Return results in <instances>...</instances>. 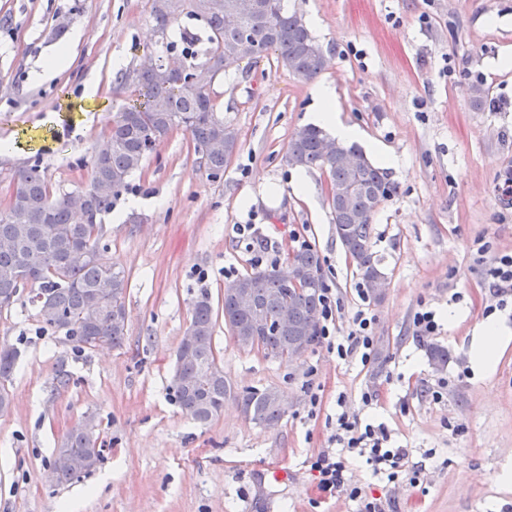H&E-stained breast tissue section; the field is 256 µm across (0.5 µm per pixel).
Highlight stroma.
<instances>
[{
	"label": "stroma",
	"instance_id": "stroma-1",
	"mask_svg": "<svg viewBox=\"0 0 512 512\" xmlns=\"http://www.w3.org/2000/svg\"><path fill=\"white\" fill-rule=\"evenodd\" d=\"M318 15L316 39L343 121L398 160V195L373 220V246L388 277L382 301L366 297L336 236L327 179L288 166L305 125L313 82L296 79L274 52L244 59L207 87L239 146L223 178H208L191 135L176 129L130 179L104 219L106 255L128 276L122 348L77 351L45 331L27 298L0 312V344L19 350L0 414V512H360L346 494L318 488L315 456L336 449V412L385 425L409 458L396 479L350 468L382 512H512V339L494 369L471 362L474 330L496 320L512 331V294L493 292L487 264L512 253V205L501 185L512 174V0H287ZM70 60L43 84L30 79L60 48ZM161 50L148 0H0V198L22 166L40 163L53 187L86 185L95 144L128 103L140 69ZM483 82L491 107L477 109ZM272 193L261 192L256 175ZM311 184L295 195L298 179ZM255 225L271 243L261 255L235 232ZM316 247L324 284L346 331L361 307L375 318V356L339 358L319 341L301 361L272 360L238 347L224 322L216 357L235 390L277 388V425L247 420L234 399L201 425L169 392L190 303L208 289L262 267L285 266L301 244ZM436 311L441 329L419 336L416 312ZM447 349L436 369L428 348ZM72 379L54 387L59 368ZM374 395L364 406L362 394ZM318 405H311V396ZM94 418L104 459L89 476L56 487L45 472L57 442ZM269 464L282 481L265 478Z\"/></svg>",
	"mask_w": 512,
	"mask_h": 512
}]
</instances>
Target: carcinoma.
<instances>
[{
  "mask_svg": "<svg viewBox=\"0 0 512 512\" xmlns=\"http://www.w3.org/2000/svg\"><path fill=\"white\" fill-rule=\"evenodd\" d=\"M236 0H151V15L161 38L181 16L204 24V36L185 33L181 53L187 75L177 83L156 69L138 72L136 98L117 113L112 126L95 147L91 176L80 189L89 198L82 221L69 203V192L52 189L44 169L35 162L15 175L9 195L0 207V239L15 243L0 248V311L10 308L25 288H31L43 329L60 332L74 340L79 351L97 347L120 348L127 336L125 270L106 256L100 245L102 221L130 188V177L141 170L147 156L175 129L183 127L192 136L200 167L208 176L224 175L229 156L239 142L235 128L224 122L206 87L230 64L244 58L257 59L273 50L277 60L297 79L310 81L325 69V52L308 28L303 14L288 10L286 0H258L248 16L234 10ZM329 135L316 126L297 128L288 143L286 162L294 167L318 170L327 175L328 204L336 236L367 282L383 273L373 251V218L381 205L398 194L391 173L374 164L356 144H340L343 151L358 156L360 165L345 167L336 155L323 152ZM293 271H322L318 250L304 243L289 256ZM106 275L112 276V294L100 305L91 303L94 290ZM250 290L254 307L239 310L236 289ZM322 279L304 276L288 284L276 268L255 270L224 285V324L232 334L253 337L246 350L257 348L270 359L290 358L294 345L305 341L314 346L318 334L310 329V316L321 309ZM294 312L288 328L269 324L279 308ZM216 324L210 292L202 288L191 302L187 333L201 338L192 356H176L172 399L195 422L206 425L224 410L232 396L264 425L279 421L283 405L271 388L235 393L224 377L213 347ZM19 351L0 350V413L10 404L8 383L16 369ZM84 427L73 426L62 438L56 453L70 456L72 465L61 471L56 485L77 481L92 473L103 460Z\"/></svg>",
  "mask_w": 512,
  "mask_h": 512,
  "instance_id": "carcinoma-1",
  "label": "carcinoma"
}]
</instances>
